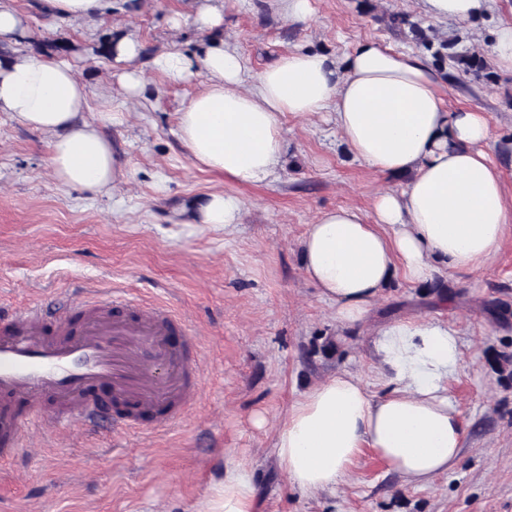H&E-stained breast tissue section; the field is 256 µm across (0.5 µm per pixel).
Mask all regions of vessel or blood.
Returning <instances> with one entry per match:
<instances>
[{
    "label": "vessel or blood",
    "instance_id": "obj_1",
    "mask_svg": "<svg viewBox=\"0 0 512 512\" xmlns=\"http://www.w3.org/2000/svg\"><path fill=\"white\" fill-rule=\"evenodd\" d=\"M187 330L168 305L98 289L54 323L39 307L14 309L0 319V459L24 447L27 418L99 425L104 389L118 403V428L179 422L199 386L198 341Z\"/></svg>",
    "mask_w": 512,
    "mask_h": 512
}]
</instances>
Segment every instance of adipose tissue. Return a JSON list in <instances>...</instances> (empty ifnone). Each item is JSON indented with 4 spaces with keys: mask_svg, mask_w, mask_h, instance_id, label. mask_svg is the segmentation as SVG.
Masks as SVG:
<instances>
[{
    "mask_svg": "<svg viewBox=\"0 0 512 512\" xmlns=\"http://www.w3.org/2000/svg\"><path fill=\"white\" fill-rule=\"evenodd\" d=\"M492 0H422L434 21L466 22ZM141 51L119 38L117 79L136 96ZM152 69L175 82L202 75L204 88L178 114V136L196 166L239 185L276 178L286 147L284 115L308 118L330 110L353 156L381 178H405L401 189H377L369 212L341 206L322 211L300 241L304 272L346 329L361 325L395 278L430 282L435 273L472 274L489 265L512 235V189L486 147L485 113L449 107L439 74L422 58L367 40L343 59L315 50L280 56L247 75L236 48L214 39L197 54L155 55ZM83 82L55 59L0 60V112L51 134L49 166L62 186L109 192L123 173L101 126L82 120ZM243 203L214 190L199 198L188 221L208 229L241 223ZM381 395L344 371L307 389L274 431L273 452L294 490H335L370 449L404 481L425 486L455 469L465 421L448 395L463 370L455 329L434 318L389 322L376 333ZM255 470L232 458L195 512H258Z\"/></svg>",
    "mask_w": 512,
    "mask_h": 512,
    "instance_id": "adipose-tissue-1",
    "label": "adipose tissue"
}]
</instances>
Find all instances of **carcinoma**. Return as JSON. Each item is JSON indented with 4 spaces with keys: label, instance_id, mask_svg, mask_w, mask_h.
<instances>
[{
    "label": "carcinoma",
    "instance_id": "cac0c4a2",
    "mask_svg": "<svg viewBox=\"0 0 512 512\" xmlns=\"http://www.w3.org/2000/svg\"><path fill=\"white\" fill-rule=\"evenodd\" d=\"M380 21L395 32L409 29L417 45L431 57L435 69L445 72L451 81H456L461 75H471L485 81L492 79V66L487 58L476 51L457 50L459 39L429 35L404 13L389 14L381 17Z\"/></svg>",
    "mask_w": 512,
    "mask_h": 512
}]
</instances>
